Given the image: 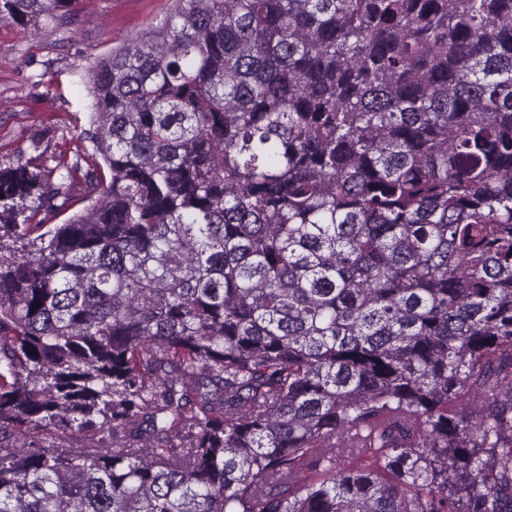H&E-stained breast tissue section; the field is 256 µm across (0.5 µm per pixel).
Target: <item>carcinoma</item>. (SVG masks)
<instances>
[{
	"label": "carcinoma",
	"instance_id": "carcinoma-1",
	"mask_svg": "<svg viewBox=\"0 0 512 512\" xmlns=\"http://www.w3.org/2000/svg\"><path fill=\"white\" fill-rule=\"evenodd\" d=\"M175 3L0 166V512H512V0ZM74 205L72 209L58 214L48 224H61L63 221L72 213L82 210L91 203V198H95L96 194L91 192V189L85 184L84 180L80 179L74 186L73 189Z\"/></svg>",
	"mask_w": 512,
	"mask_h": 512
}]
</instances>
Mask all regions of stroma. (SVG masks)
Instances as JSON below:
<instances>
[{
    "instance_id": "obj_1",
    "label": "stroma",
    "mask_w": 512,
    "mask_h": 512,
    "mask_svg": "<svg viewBox=\"0 0 512 512\" xmlns=\"http://www.w3.org/2000/svg\"><path fill=\"white\" fill-rule=\"evenodd\" d=\"M174 0H73L71 22L0 19V164L92 149L89 72L109 50L141 37Z\"/></svg>"
}]
</instances>
